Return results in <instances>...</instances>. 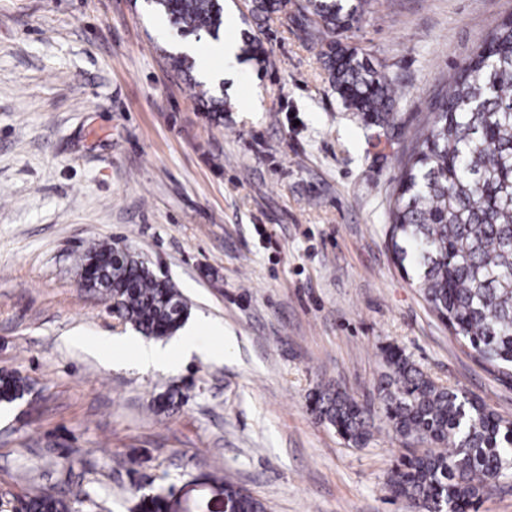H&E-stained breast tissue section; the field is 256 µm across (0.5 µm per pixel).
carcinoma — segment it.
<instances>
[{
	"label": "carcinoma",
	"mask_w": 512,
	"mask_h": 512,
	"mask_svg": "<svg viewBox=\"0 0 512 512\" xmlns=\"http://www.w3.org/2000/svg\"><path fill=\"white\" fill-rule=\"evenodd\" d=\"M369 5L302 0L290 15L288 0H252L251 16L289 17L324 48L329 84L345 108L379 124L393 112L395 83L364 53L336 40L361 22ZM150 6L185 37L203 31L218 40L224 29V0H150ZM193 86L221 117L224 95L197 80ZM389 219L395 259L416 268L419 288L452 335L512 379V15L495 24L439 91L404 163ZM114 250L103 242L80 257V266H94L85 287L103 291L113 312L144 336L174 334L189 314L181 291L132 251L110 269ZM386 366L378 399L408 447L390 477L393 497L412 512H431L440 502L468 509L501 487L512 475V421L437 384L400 351L386 355ZM25 388L20 376L0 370V402H15ZM313 400L344 440L368 444L371 408L339 384L318 389ZM225 488L236 497L237 512H266L252 495L229 482ZM26 512H73V502L47 493L31 498Z\"/></svg>",
	"instance_id": "1"
}]
</instances>
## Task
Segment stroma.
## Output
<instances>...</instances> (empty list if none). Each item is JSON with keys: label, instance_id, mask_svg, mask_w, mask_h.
<instances>
[{"label": "stroma", "instance_id": "35a3bbf8", "mask_svg": "<svg viewBox=\"0 0 512 512\" xmlns=\"http://www.w3.org/2000/svg\"><path fill=\"white\" fill-rule=\"evenodd\" d=\"M223 36L258 34L214 119L169 64L181 43L145 0H0V369L29 387L0 404V512L92 490L76 512H226L225 483L267 512H407L388 478L403 455L377 398L384 354L512 420V380L463 347L389 245L388 210L415 133L449 72L512 0H375L341 34L396 81L393 121L348 111L320 45L255 25L230 0ZM134 250L220 336L176 369H140L134 335L79 256ZM373 408L347 443L313 411L320 385ZM182 401L160 412L161 394Z\"/></svg>", "mask_w": 512, "mask_h": 512}]
</instances>
